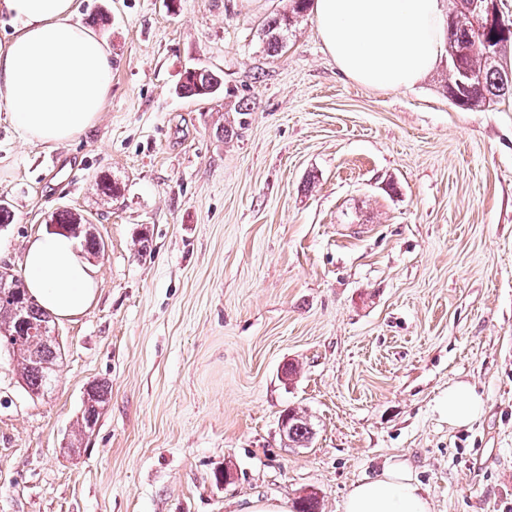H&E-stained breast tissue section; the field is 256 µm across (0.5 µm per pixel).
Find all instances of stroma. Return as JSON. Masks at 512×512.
<instances>
[{"label": "stroma", "mask_w": 512, "mask_h": 512, "mask_svg": "<svg viewBox=\"0 0 512 512\" xmlns=\"http://www.w3.org/2000/svg\"><path fill=\"white\" fill-rule=\"evenodd\" d=\"M287 8L79 0L112 52L98 123L49 148L0 110V267L22 274L58 210L105 243L95 303L56 322L52 392L31 396L0 357V512H246L310 493L343 512L396 462L433 512H512V99L452 104L444 62L410 90L361 86L311 12L269 55L262 24ZM192 67L223 76L213 99L180 94ZM97 380L112 398L71 447ZM458 381L484 411L452 427L439 405ZM291 409L307 447L282 433ZM285 420L288 423V442L292 443L295 447H305V444L312 435V427L307 419L299 416L297 413L288 412L282 418V425Z\"/></svg>", "instance_id": "35a3bbf8"}]
</instances>
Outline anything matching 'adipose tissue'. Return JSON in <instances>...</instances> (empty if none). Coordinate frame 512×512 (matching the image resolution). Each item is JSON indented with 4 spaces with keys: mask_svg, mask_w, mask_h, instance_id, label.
<instances>
[{
    "mask_svg": "<svg viewBox=\"0 0 512 512\" xmlns=\"http://www.w3.org/2000/svg\"><path fill=\"white\" fill-rule=\"evenodd\" d=\"M78 0H0L12 33L0 42V108L28 139L52 146L100 117L112 89V54L75 23ZM318 32L339 71L357 84L409 90L434 71L445 50V0H315ZM27 288L53 316L83 315L97 293L95 272L66 234L33 239L24 256ZM452 426L484 410L474 387L449 386L441 405ZM344 512H432L406 467L387 465L356 484Z\"/></svg>",
    "mask_w": 512,
    "mask_h": 512,
    "instance_id": "adipose-tissue-1",
    "label": "adipose tissue"
}]
</instances>
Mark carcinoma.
Here are the masks:
<instances>
[{
	"mask_svg": "<svg viewBox=\"0 0 512 512\" xmlns=\"http://www.w3.org/2000/svg\"><path fill=\"white\" fill-rule=\"evenodd\" d=\"M310 0H289L288 11L276 14L263 24L268 51L276 56L288 44V30L294 19L302 17L309 9ZM467 30L454 24L448 25V55L465 71L482 75V80L462 90L458 106H472L512 97V67L507 55L512 54V40L503 45L499 61L492 66L474 59L469 53L464 37ZM221 87V79L205 68H191L185 72L180 85L181 94L195 99L214 96ZM83 221L81 215L70 210H59L51 215L50 223L62 229ZM84 251L97 256L104 251V243L92 224H86L79 235ZM55 322L28 293L24 279L7 270L0 271V349L4 348L16 358L18 374L25 391L43 395L51 388L55 366L61 357L59 341L54 336ZM88 400L83 404L78 435L94 432L105 407L110 402L112 390L106 381H95L88 386ZM288 423V442L303 447L312 435L306 418L289 412L283 416Z\"/></svg>",
	"mask_w": 512,
	"mask_h": 512,
	"instance_id": "obj_1",
	"label": "carcinoma"
}]
</instances>
